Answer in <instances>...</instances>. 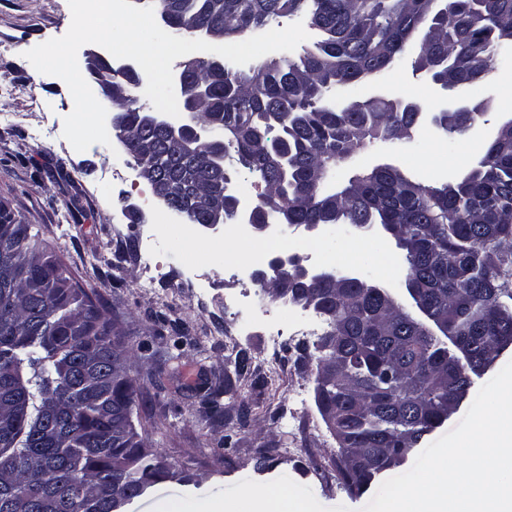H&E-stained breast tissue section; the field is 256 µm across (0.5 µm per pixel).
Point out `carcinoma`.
Instances as JSON below:
<instances>
[{"mask_svg":"<svg viewBox=\"0 0 512 512\" xmlns=\"http://www.w3.org/2000/svg\"><path fill=\"white\" fill-rule=\"evenodd\" d=\"M166 12L167 33L227 35L267 29L310 7L311 26L323 38L298 58L265 63L249 73L199 58L183 72L208 83L199 110L210 137L188 155H171L161 173L177 182L192 170L199 188H224L221 149L263 185L255 221L279 211L288 224L359 230L400 225L405 288L426 299L431 314L471 352L461 367L442 339L382 303L383 286L368 278L303 279L288 274L287 304L312 310L327 324L316 359L332 366L317 382L319 411L336 418L343 487L351 494L405 464L426 436L448 420L452 392L469 389L494 358L496 337L512 336V139H491L477 165L454 184L426 185L391 165L326 187L331 165L352 157L366 141L397 140L416 126V113L392 88L382 100L359 98L349 112L329 110L330 92L363 82L393 83L407 47L423 38L411 59L448 82L459 96L493 70L495 55L512 47V0H155ZM113 101L125 132L124 151L139 152L151 108L129 101L133 76L110 73ZM480 116L441 112V130L456 140ZM112 319L95 292L73 283L62 264L33 243L30 225L0 221V512H127L163 480L185 476L163 455L140 452L133 420L136 390L112 370ZM247 355L226 357L224 380L202 396L204 413L227 428L244 425L224 399L240 397L232 377L249 372Z\"/></svg>","mask_w":512,"mask_h":512,"instance_id":"carcinoma-1","label":"carcinoma"}]
</instances>
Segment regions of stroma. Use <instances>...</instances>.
<instances>
[{"instance_id":"35a3bbf8","label":"stroma","mask_w":512,"mask_h":512,"mask_svg":"<svg viewBox=\"0 0 512 512\" xmlns=\"http://www.w3.org/2000/svg\"><path fill=\"white\" fill-rule=\"evenodd\" d=\"M71 19L68 0H0V204L29 224L37 245L61 260L80 287L94 289L106 313L119 320L135 350L129 366L138 393L134 422L151 447L193 477L156 485L132 512H163L174 499L180 512H196L201 504L236 498L243 476L251 486L303 504L305 512H362L366 497L344 490L336 441L316 404L313 346L301 353L272 348L275 333L290 335L297 324L322 334V317L264 299L258 284L208 265V251L224 242L220 232L195 230L197 261L207 269L197 277L171 238L180 216L172 213L168 225L156 224L165 206H142L138 190L145 182L124 150L100 143L82 152L64 148L72 94L61 79L37 71L25 53L65 35ZM419 130V141L367 145L333 168L331 184L381 163L415 181L450 184L477 163L473 152L449 167L437 165L434 149L446 134L426 124ZM371 241L381 250L368 252L354 272L403 291L402 252L389 234L353 230L342 248L354 252ZM233 348L251 359L240 379L250 416L228 446L201 398L223 377ZM261 448L292 454H274L258 472L254 457Z\"/></svg>"}]
</instances>
